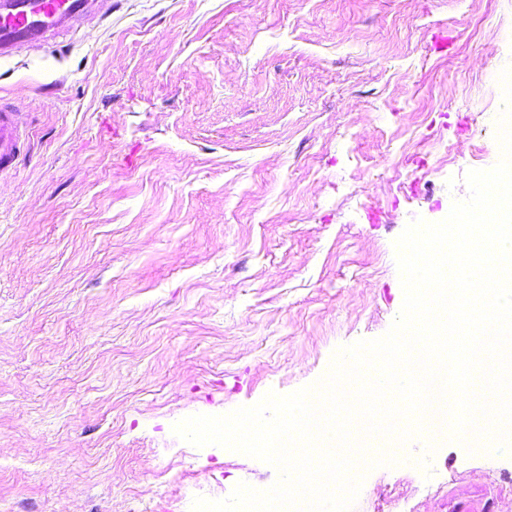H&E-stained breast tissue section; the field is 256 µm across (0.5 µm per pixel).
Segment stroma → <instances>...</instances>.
Returning a JSON list of instances; mask_svg holds the SVG:
<instances>
[{"label": "stroma", "mask_w": 512, "mask_h": 512, "mask_svg": "<svg viewBox=\"0 0 512 512\" xmlns=\"http://www.w3.org/2000/svg\"><path fill=\"white\" fill-rule=\"evenodd\" d=\"M510 66L512 0H108L0 59L28 132L0 171V512L275 484L175 425L390 330L395 242L497 164ZM389 450L352 512H512V453Z\"/></svg>", "instance_id": "1"}]
</instances>
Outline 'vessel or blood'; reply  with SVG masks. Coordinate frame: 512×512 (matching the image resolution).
Here are the masks:
<instances>
[{
  "label": "vessel or blood",
  "instance_id": "b4317fda",
  "mask_svg": "<svg viewBox=\"0 0 512 512\" xmlns=\"http://www.w3.org/2000/svg\"><path fill=\"white\" fill-rule=\"evenodd\" d=\"M88 0H0V58L59 23L84 13ZM23 146L11 111L0 107V165L9 166Z\"/></svg>",
  "mask_w": 512,
  "mask_h": 512
}]
</instances>
